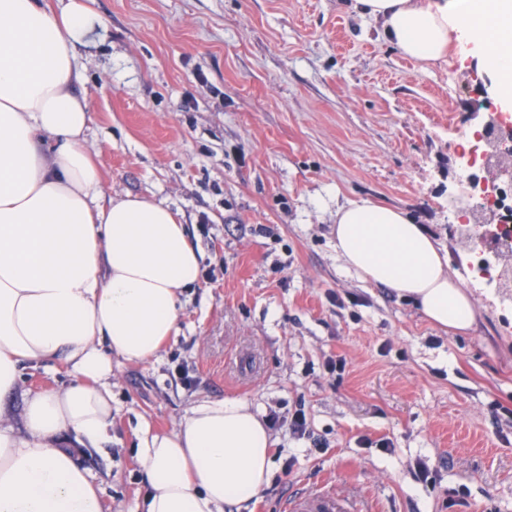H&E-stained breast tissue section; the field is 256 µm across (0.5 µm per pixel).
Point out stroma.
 Returning <instances> with one entry per match:
<instances>
[{
	"instance_id": "stroma-1",
	"label": "stroma",
	"mask_w": 512,
	"mask_h": 512,
	"mask_svg": "<svg viewBox=\"0 0 512 512\" xmlns=\"http://www.w3.org/2000/svg\"><path fill=\"white\" fill-rule=\"evenodd\" d=\"M82 2L75 91L104 195L165 203L201 254L177 336L149 362L112 360L110 439L76 456L103 512H142V426L166 433L228 398L264 416L304 407L321 442L272 427L270 481L231 512H283L324 485L373 512H512V419L495 410L512 408V314L469 274L466 213L448 205L472 91L500 109L494 77L456 49L421 68L348 0ZM355 199L401 207L445 248L476 302L470 331L340 270L336 208ZM19 372L16 418L29 391L70 381L60 358Z\"/></svg>"
}]
</instances>
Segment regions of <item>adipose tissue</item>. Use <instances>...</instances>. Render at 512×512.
Segmentation results:
<instances>
[{
	"instance_id": "1",
	"label": "adipose tissue",
	"mask_w": 512,
	"mask_h": 512,
	"mask_svg": "<svg viewBox=\"0 0 512 512\" xmlns=\"http://www.w3.org/2000/svg\"><path fill=\"white\" fill-rule=\"evenodd\" d=\"M400 54L429 64L469 48L512 112V0H353ZM80 0H0V512H102L76 461L112 426V360L148 362L178 331L179 294L198 253L163 204L115 197L86 146V97L73 85ZM342 269L394 289L432 323L467 331L475 303L448 257L399 208L355 200L333 227ZM73 381L29 392L20 422L6 410L18 366L55 358ZM271 435L242 400L203 399L167 434L143 429L145 512H224L268 483Z\"/></svg>"
}]
</instances>
